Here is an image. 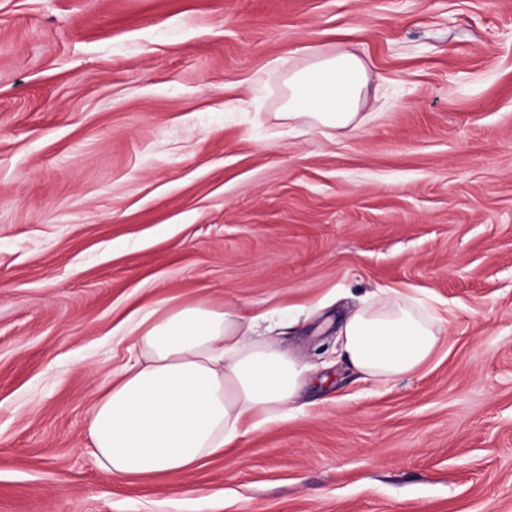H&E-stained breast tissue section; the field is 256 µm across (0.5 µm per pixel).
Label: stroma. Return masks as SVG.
<instances>
[{
    "instance_id": "35a3bbf8",
    "label": "stroma",
    "mask_w": 512,
    "mask_h": 512,
    "mask_svg": "<svg viewBox=\"0 0 512 512\" xmlns=\"http://www.w3.org/2000/svg\"><path fill=\"white\" fill-rule=\"evenodd\" d=\"M372 75L352 136L282 118L315 54ZM448 310L384 386L339 318ZM167 300L268 313L288 420L189 474L85 435ZM0 512H512V0H0Z\"/></svg>"
}]
</instances>
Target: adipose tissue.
Wrapping results in <instances>:
<instances>
[{"mask_svg": "<svg viewBox=\"0 0 512 512\" xmlns=\"http://www.w3.org/2000/svg\"><path fill=\"white\" fill-rule=\"evenodd\" d=\"M370 82L354 53L317 55L286 81L290 119L355 133ZM127 361L88 410L86 435L113 479L187 474L206 458L287 420L308 368L270 339L255 318L205 303L137 309ZM445 319L391 289L348 314L338 337L347 361L383 385L425 369L445 342Z\"/></svg>", "mask_w": 512, "mask_h": 512, "instance_id": "adipose-tissue-1", "label": "adipose tissue"}]
</instances>
